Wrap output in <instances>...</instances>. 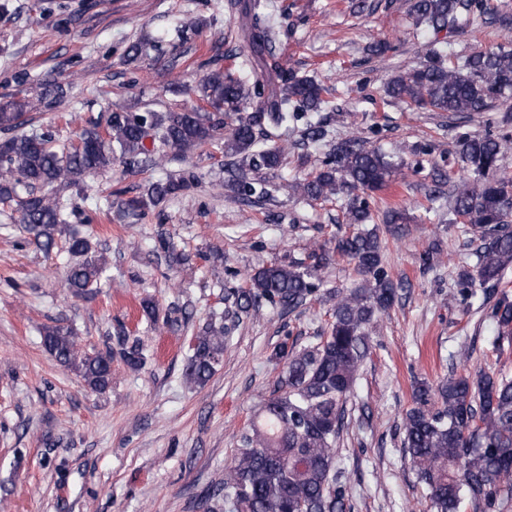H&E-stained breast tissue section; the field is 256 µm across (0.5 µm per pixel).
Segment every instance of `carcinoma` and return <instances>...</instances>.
Here are the masks:
<instances>
[{"label": "carcinoma", "mask_w": 512, "mask_h": 512, "mask_svg": "<svg viewBox=\"0 0 512 512\" xmlns=\"http://www.w3.org/2000/svg\"><path fill=\"white\" fill-rule=\"evenodd\" d=\"M266 5L250 0L241 9V35L251 48V77L217 69L203 77L194 94L206 103L181 112L135 111L117 107L105 122H92L71 148L56 143L50 128L26 129L30 102L12 98L0 105V202L15 203L19 223L31 242L49 254L64 242L74 258L66 287L76 297L94 293L105 269L91 240L68 230V200L56 188L85 185V179L112 168L118 160L141 165L181 162L208 144L226 158L227 187L248 200L270 194L253 177L282 164L279 147L257 148L268 128H286L310 113L323 111L326 89L310 77L289 74L273 53ZM484 0H414L412 16L435 31L453 28L464 13H483ZM388 97L462 119L488 112L512 94V48L497 46L455 61L431 49L424 63L392 75ZM61 83H47L39 104L51 110L63 100ZM252 104L255 111L243 115ZM326 121L307 120L304 140L323 141ZM512 132L498 130L457 140L455 160L462 171L449 195L435 189L430 201L448 199L453 215L478 236L476 263L461 269L454 287L464 300L480 290L496 292L512 269V176L505 172ZM398 170L390 156L369 149L356 137L332 145L319 168L294 184L311 200L344 195L346 222L352 232L336 235V254L354 264L362 277L339 296L332 321L319 342L296 349L281 342L275 352L285 369L257 420L241 432L240 446L224 470V483L207 497L208 512H346L350 478L337 467L336 440L345 424L348 398L369 350L368 327L392 305L397 285L383 266L381 238L364 194L389 185ZM195 184L193 172L180 169L164 180L148 181L144 192L124 202L134 215ZM317 263H274L249 276V287L224 293L232 317L265 303L273 309L298 308L317 296ZM498 327L493 345L512 344V297L507 292L492 306ZM230 339V328L212 320L198 330L185 369L189 384L203 385L216 372ZM45 350L61 366L76 372L92 391L112 383V358L91 354L79 337L60 326L43 329ZM413 406L406 412L403 450L426 491L434 512H508L512 507V378L482 373L448 377L432 386L415 384Z\"/></svg>", "instance_id": "cac0c4a2"}]
</instances>
